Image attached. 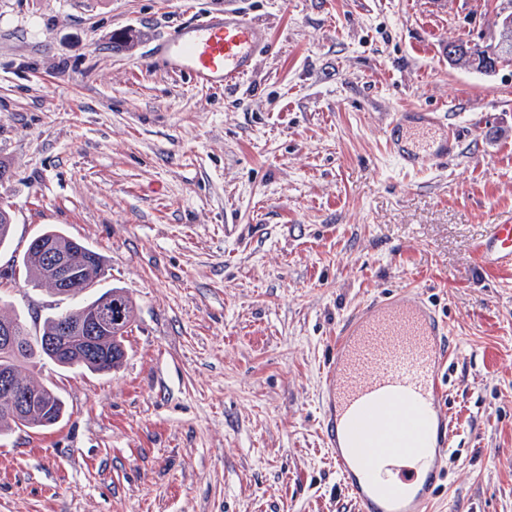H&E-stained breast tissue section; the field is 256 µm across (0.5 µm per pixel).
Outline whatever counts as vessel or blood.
I'll return each instance as SVG.
<instances>
[{"mask_svg":"<svg viewBox=\"0 0 512 512\" xmlns=\"http://www.w3.org/2000/svg\"><path fill=\"white\" fill-rule=\"evenodd\" d=\"M270 40L267 27L228 8L174 27L149 67L221 90L251 73ZM386 139L401 165L422 170L447 160L454 133L436 113L402 112ZM475 256L512 267V223L491 225ZM449 355L446 322L415 292L374 299L344 322L324 371V439L358 512H427L448 463Z\"/></svg>","mask_w":512,"mask_h":512,"instance_id":"1","label":"vessel or blood"}]
</instances>
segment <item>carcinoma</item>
Instances as JSON below:
<instances>
[{"instance_id": "carcinoma-1", "label": "carcinoma", "mask_w": 512, "mask_h": 512, "mask_svg": "<svg viewBox=\"0 0 512 512\" xmlns=\"http://www.w3.org/2000/svg\"><path fill=\"white\" fill-rule=\"evenodd\" d=\"M458 43L467 48V53L459 56L458 61L467 65L471 69L474 68L475 65L479 64L489 49V46L487 45H472L461 39L458 40ZM46 232L56 236L67 244V247L71 252V258L76 264L84 265L92 262V259L94 258L97 259V264L95 265L91 277L92 285H97L99 278L105 271V259L103 255L92 250L79 240L67 235L61 230L48 228L46 229ZM22 263L26 272L27 281L30 284L35 287H48V284L44 281L41 275L39 262L36 257L30 253V251H25ZM76 293H86L90 295V298L84 300L77 306L67 308L47 316L43 320L41 326L42 334L46 335L55 331L58 327V322L62 319L78 320L82 318L98 300V296L94 295V290L91 288L88 290L78 288L76 289ZM106 294L112 295V302L116 303L118 312L123 314L124 322L122 325L112 330V335L104 337L103 341L99 344V352L97 353L88 351L82 343L81 338L78 336L58 337L59 344L66 347L72 353L70 360L64 363L63 368L82 369L91 373H109L121 367V362L114 361L112 352L116 351L118 353H122L126 351V337L128 335V329L131 326L134 313L133 302L128 294L121 288H112L106 291ZM8 321L14 325L16 335L20 338V348L18 353L10 358L13 365L17 369L21 370L26 366H35L43 362L45 357L42 355L41 348L37 340L29 336L28 326L24 318L18 314L9 317ZM22 380L32 386L39 395L42 404V407L36 410L29 417L31 430L42 431L56 426L66 415L67 409L65 402L54 388L42 383H36L25 375L22 376ZM16 428H18L17 419L6 402L0 400V433L11 432Z\"/></svg>"}]
</instances>
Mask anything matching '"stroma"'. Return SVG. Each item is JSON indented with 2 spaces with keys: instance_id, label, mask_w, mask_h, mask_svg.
<instances>
[{
  "instance_id": "35a3bbf8",
  "label": "stroma",
  "mask_w": 512,
  "mask_h": 512,
  "mask_svg": "<svg viewBox=\"0 0 512 512\" xmlns=\"http://www.w3.org/2000/svg\"><path fill=\"white\" fill-rule=\"evenodd\" d=\"M234 8L272 46L223 90L153 73L152 44ZM497 0H0V313L73 306L32 287L54 226L102 254L135 319L109 374L35 368L68 413L0 436V512H358L323 444V368L372 298L446 317L452 421L431 512H512V268L476 242L512 219V64L448 61ZM458 132L404 169L399 112Z\"/></svg>"
}]
</instances>
